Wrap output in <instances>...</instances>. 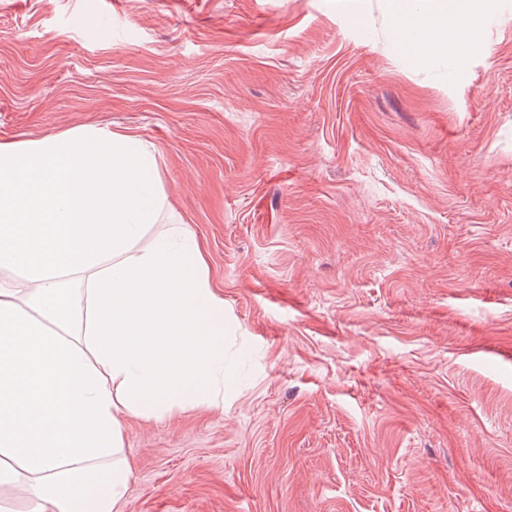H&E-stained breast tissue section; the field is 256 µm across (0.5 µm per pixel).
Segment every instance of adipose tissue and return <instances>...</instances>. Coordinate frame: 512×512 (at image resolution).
<instances>
[{
  "instance_id": "1",
  "label": "adipose tissue",
  "mask_w": 512,
  "mask_h": 512,
  "mask_svg": "<svg viewBox=\"0 0 512 512\" xmlns=\"http://www.w3.org/2000/svg\"><path fill=\"white\" fill-rule=\"evenodd\" d=\"M475 38L441 2L406 29L418 57ZM169 210L133 134L0 141V486L24 512H119L123 416L224 402V300Z\"/></svg>"
}]
</instances>
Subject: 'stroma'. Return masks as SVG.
<instances>
[{"label": "stroma", "instance_id": "stroma-1", "mask_svg": "<svg viewBox=\"0 0 512 512\" xmlns=\"http://www.w3.org/2000/svg\"><path fill=\"white\" fill-rule=\"evenodd\" d=\"M431 2L0 0V139L151 143L224 300L121 512H512V0L420 60ZM475 39V26L451 22L442 2L434 10L412 17L406 29L408 47L418 57L447 53Z\"/></svg>", "mask_w": 512, "mask_h": 512}]
</instances>
